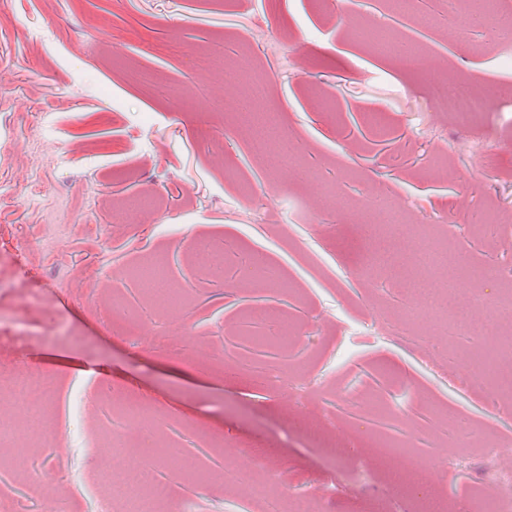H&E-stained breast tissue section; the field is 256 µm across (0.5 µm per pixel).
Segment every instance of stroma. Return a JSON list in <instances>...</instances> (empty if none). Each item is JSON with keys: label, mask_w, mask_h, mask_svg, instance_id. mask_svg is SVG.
I'll return each mask as SVG.
<instances>
[{"label": "stroma", "mask_w": 512, "mask_h": 512, "mask_svg": "<svg viewBox=\"0 0 512 512\" xmlns=\"http://www.w3.org/2000/svg\"><path fill=\"white\" fill-rule=\"evenodd\" d=\"M491 12L481 27L448 0H0V240L21 250L0 307L23 330L0 368L56 381L25 450L0 445V512L25 494L86 512L111 446L154 461L163 512H290L296 494L389 512L385 473L359 472L383 441L428 473L405 512L426 494L468 512L486 466L512 464V382L463 367L512 287V0ZM459 79L492 98L465 126L436 107ZM247 103L298 161L253 147ZM130 199L148 202L138 223H113ZM394 212L398 248L420 236L483 271L461 291L475 325L365 267ZM203 243L228 249L237 287L195 263ZM147 266L177 305L154 303ZM33 273L55 295L31 301ZM129 399L150 405L133 428ZM245 452L271 463L266 496L221 478Z\"/></svg>", "instance_id": "35a3bbf8"}]
</instances>
